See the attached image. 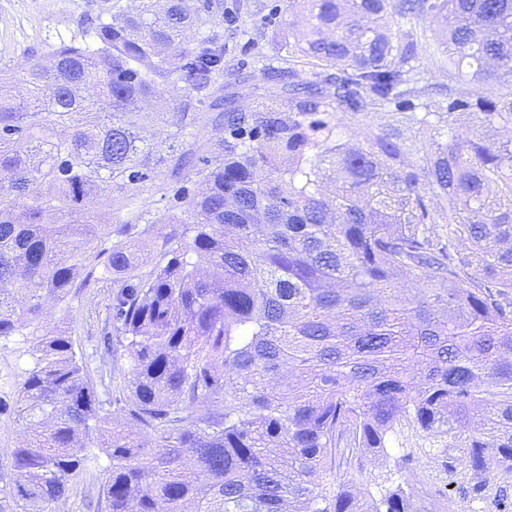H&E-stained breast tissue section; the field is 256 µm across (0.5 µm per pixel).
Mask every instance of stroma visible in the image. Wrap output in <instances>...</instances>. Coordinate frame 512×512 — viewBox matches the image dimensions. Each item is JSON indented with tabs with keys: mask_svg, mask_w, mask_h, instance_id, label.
<instances>
[{
	"mask_svg": "<svg viewBox=\"0 0 512 512\" xmlns=\"http://www.w3.org/2000/svg\"><path fill=\"white\" fill-rule=\"evenodd\" d=\"M224 20L217 30L224 40V83L236 94L241 110H248L254 100L255 85L262 82V71L283 64V46L290 33L292 21L287 0H223ZM133 0H0V69L12 79H19L23 69L39 58L47 43L69 38L80 23L88 17L106 13H120L130 9ZM424 81L433 86H451L465 89L466 84L457 76V69L449 64L437 36L427 38L422 59ZM198 127L193 128L187 142L191 144L195 161L179 174L164 168L152 179L141 183L137 201L149 204L153 212L164 214L174 204L173 189L185 187L197 191V163L208 157L222 131L215 125V116L208 103H200ZM110 288L101 279L77 289L72 299L48 306L43 330L66 324L77 351L85 355L100 349L101 336L108 315ZM32 358L27 344L0 342V399L13 397L12 384ZM446 439L428 438L411 432L401 435L391 444L388 456L369 465L366 485L372 494L405 484L406 473L397 459L409 448H425L421 458L418 479L425 494L421 502L424 512H495L492 499L499 490V481L487 488V500L475 502L469 495L474 480L465 469L455 474L439 472L435 452L445 447ZM90 462L84 463L70 484L69 496L55 507V512H87L84 502L95 497L106 457L97 448H90Z\"/></svg>",
	"mask_w": 512,
	"mask_h": 512,
	"instance_id": "obj_1",
	"label": "stroma"
}]
</instances>
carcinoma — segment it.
Masks as SVG:
<instances>
[{
    "instance_id": "1",
    "label": "carcinoma",
    "mask_w": 512,
    "mask_h": 512,
    "mask_svg": "<svg viewBox=\"0 0 512 512\" xmlns=\"http://www.w3.org/2000/svg\"><path fill=\"white\" fill-rule=\"evenodd\" d=\"M138 2L48 45L20 97L0 73V339L33 356L0 512H53L90 442L108 512H419L410 482L365 488L406 428L448 438L438 464L475 497L511 475L512 0H288L290 67L245 112L221 36H187L220 0ZM440 18L472 89L430 97L411 25ZM180 81L170 138L204 100L224 118L202 189L114 224L90 200L134 204L165 163L144 105ZM99 266L104 354L125 356L110 401L107 361L96 383L68 331L38 327Z\"/></svg>"
}]
</instances>
